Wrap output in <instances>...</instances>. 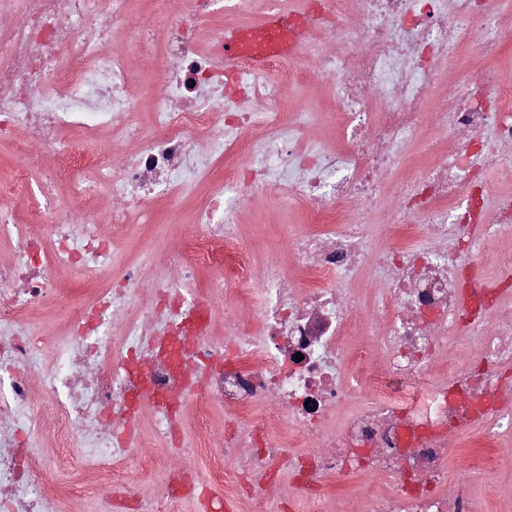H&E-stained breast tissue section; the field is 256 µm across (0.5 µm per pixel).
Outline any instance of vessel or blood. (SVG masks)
Segmentation results:
<instances>
[{"label":"vessel or blood","mask_w":512,"mask_h":512,"mask_svg":"<svg viewBox=\"0 0 512 512\" xmlns=\"http://www.w3.org/2000/svg\"><path fill=\"white\" fill-rule=\"evenodd\" d=\"M301 35L300 24H287L273 12L260 26L226 31L224 56L246 59L254 70L262 71L270 59L294 54Z\"/></svg>","instance_id":"vessel-or-blood-1"}]
</instances>
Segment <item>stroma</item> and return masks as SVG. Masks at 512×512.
Masks as SVG:
<instances>
[{"label":"stroma","mask_w":512,"mask_h":512,"mask_svg":"<svg viewBox=\"0 0 512 512\" xmlns=\"http://www.w3.org/2000/svg\"><path fill=\"white\" fill-rule=\"evenodd\" d=\"M150 9H143L141 0H127L126 24L114 25L113 40L117 47L130 53L133 78L141 91V107L136 116L140 126H147L148 117L159 92L157 71L147 52L133 47L128 31L160 28L174 7L173 0H150ZM331 83L303 81L289 88L286 111L291 112L308 130L309 142L317 147L333 149L337 146L336 112ZM401 164L385 175L388 195L382 210L371 213L367 221L374 226L375 240L383 245L388 241L384 225L389 208L398 199L400 185L416 176L420 160L434 158L437 150L431 138L419 137L400 147ZM211 189L203 183L183 198L166 197L153 204L154 221L141 224L131 221L123 238L112 251L113 274H120L131 260H138L145 274H154L167 252L195 235L199 226L195 220L198 200ZM230 223L239 227L244 240L251 278L247 283L254 299H261L267 272L294 268L296 259L289 248L295 236L308 230L302 202L294 197L262 190L251 191L247 205L230 214ZM63 294L57 305L31 309L25 316L30 326L39 329L49 343L55 342L62 320L77 305L86 303L93 290L95 274L79 269H66L58 274ZM224 405L211 404L206 422H199L191 400L183 402V430L186 441L194 448L192 455L170 456L162 444H155L154 453L168 465H184L196 470L201 477L209 475V458L204 443L220 444L224 439ZM497 467L492 476L477 482L474 487L475 512H512V435L503 437L492 449ZM59 450L52 439H44L39 447L41 467L36 472L39 481L74 487L76 498L60 497L46 504L45 512H114L111 484L98 480L85 464L83 457H75L67 464H59ZM363 480L359 477L329 480L324 502L313 503L297 496L289 482L269 484L258 482L254 494L263 503L285 499L292 503V512H360Z\"/></svg>","instance_id":"stroma-1"}]
</instances>
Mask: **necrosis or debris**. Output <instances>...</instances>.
<instances>
[{
	"label": "necrosis or debris",
	"instance_id": "obj_1",
	"mask_svg": "<svg viewBox=\"0 0 512 512\" xmlns=\"http://www.w3.org/2000/svg\"><path fill=\"white\" fill-rule=\"evenodd\" d=\"M174 9L160 32L155 57L163 80L152 116L154 133L142 138L134 120L140 92L128 56L112 46V26L124 19L126 0H23L0 30V129L22 131L25 165L0 181V199L30 186V170L47 158L63 159L60 180L79 205L108 193L112 233L98 225L17 223L0 208V238L14 257L0 262V368L8 394L0 398V507L43 512L61 488L34 483L35 448L19 434L54 436L77 454L100 449L93 464L120 491L132 512H169L195 492L197 477L169 470L159 499L123 494L125 460L146 473L157 462L137 430L143 405L154 414V436L181 449V404L194 394L202 407L223 403L224 442L209 449V482L224 488L239 512H262L252 494V468L268 483L289 477L305 497L317 498L329 478L379 475L393 495L368 494L362 512H470V476L452 492L448 437L481 426L485 440L512 432V319L490 321L500 299L512 293V273L486 281L481 259L489 247L512 240V189L489 190L488 168L512 165L501 152L512 145V84L493 68L512 29L500 25L491 0H307L305 12L332 41L312 56L300 48L293 67L271 59L272 81L254 77L246 60L224 57V32L200 35L198 25L235 0H189ZM470 54L487 67L479 78L442 64ZM324 73L336 87V151L317 152L307 134L276 105L296 80ZM445 106L426 112L430 95ZM448 145L425 161L414 183L400 192L391 242L372 247L357 210H376L382 178L396 165L393 146L423 127ZM121 135L126 147L94 162L72 137L92 139L102 130ZM250 138H242V131ZM237 159L221 186L198 204L199 234L168 255V264L143 279L137 263L113 276L109 258L129 217L150 223L156 195L178 198L187 177L211 176L223 158ZM255 189L302 199L315 232L295 238L304 288H287L284 276L266 281L267 298L245 318L230 319L221 345L209 342L215 296L249 299L246 250L225 224L230 205ZM434 228L442 243L401 244L404 236ZM98 271L94 301L78 306L65 323V343L51 367L34 364L41 339L20 325L23 312L58 299L56 266ZM214 271L206 291H184L200 267ZM382 286L373 336L386 356L376 367L350 352L346 338L358 325V308L343 290L366 269ZM151 294L152 303L141 302ZM126 315L122 335L112 333ZM475 334L479 349L469 364H449L439 384L433 363L448 334ZM41 382L56 401L45 420L33 387ZM370 390L361 410L328 431L351 382ZM246 457L234 472L224 462Z\"/></svg>",
	"mask_w": 512,
	"mask_h": 512
}]
</instances>
